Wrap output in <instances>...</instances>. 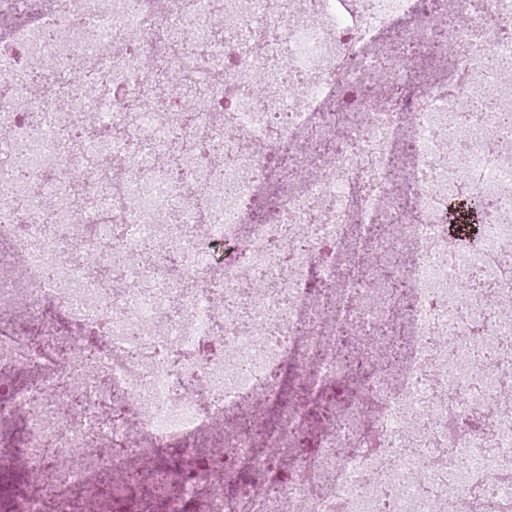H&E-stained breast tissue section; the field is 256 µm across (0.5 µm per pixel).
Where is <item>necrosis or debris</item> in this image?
I'll return each instance as SVG.
<instances>
[{
	"label": "necrosis or debris",
	"mask_w": 512,
	"mask_h": 512,
	"mask_svg": "<svg viewBox=\"0 0 512 512\" xmlns=\"http://www.w3.org/2000/svg\"><path fill=\"white\" fill-rule=\"evenodd\" d=\"M6 2L22 19L0 38V128L12 131L0 307L23 323L0 318V371L41 375L0 420H23L27 473L65 462L66 491L94 489L101 469L125 480L142 440L164 448L228 410L276 403L285 362L326 397L350 375L335 341L403 318L395 373L367 358L316 452L296 449L286 471L274 454L302 435L303 405L267 431L265 454L229 434L264 484L223 512L287 498L309 512H512V406L500 402L512 384V0H452L462 22L447 78L412 85L395 60L353 119L336 91L369 83L367 43L403 20L418 56L440 53L417 34L435 17L428 0H350L344 14L336 0ZM216 14L224 35L206 38ZM187 57L204 107L138 119L155 62L176 71ZM46 61L50 90L36 98L28 77ZM80 63L107 78L83 93L106 130L60 110ZM404 148L399 183L390 160ZM299 178L302 190L268 201L269 182ZM469 197L490 214L450 235L446 205ZM169 480L166 512L217 484L191 448Z\"/></svg>",
	"instance_id": "4bbe7bcc"
}]
</instances>
